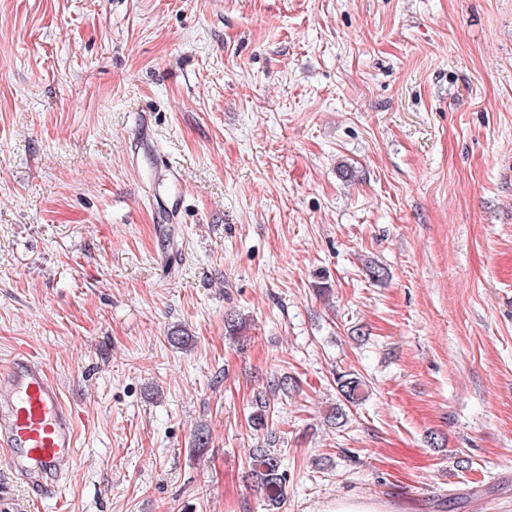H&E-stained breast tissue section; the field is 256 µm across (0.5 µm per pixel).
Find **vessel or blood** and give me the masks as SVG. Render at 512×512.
<instances>
[{"label": "vessel or blood", "mask_w": 512, "mask_h": 512, "mask_svg": "<svg viewBox=\"0 0 512 512\" xmlns=\"http://www.w3.org/2000/svg\"><path fill=\"white\" fill-rule=\"evenodd\" d=\"M76 415L35 354L23 350L0 367V447L14 452L15 482L52 487L73 464Z\"/></svg>", "instance_id": "b4317fda"}]
</instances>
